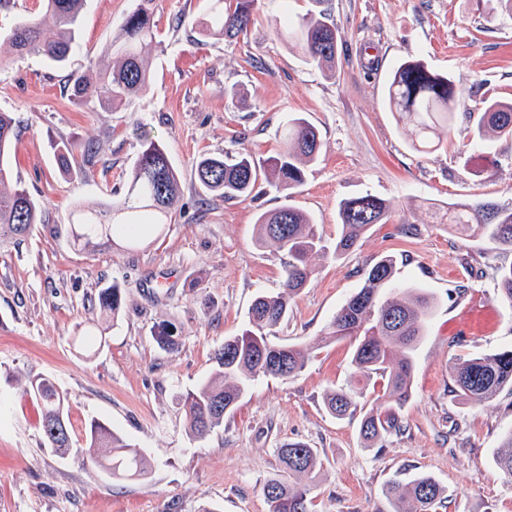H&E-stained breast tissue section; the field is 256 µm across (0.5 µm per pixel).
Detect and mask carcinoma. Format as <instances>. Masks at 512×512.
<instances>
[{
  "instance_id": "carcinoma-1",
  "label": "carcinoma",
  "mask_w": 512,
  "mask_h": 512,
  "mask_svg": "<svg viewBox=\"0 0 512 512\" xmlns=\"http://www.w3.org/2000/svg\"><path fill=\"white\" fill-rule=\"evenodd\" d=\"M136 0L135 8L112 38V65L98 74L76 75L70 79L71 95L93 101L106 109L143 92L149 85L144 54L155 41L151 4ZM86 0H45L44 8L54 21L56 33L43 37L34 20L17 23L5 41L17 54L34 53L63 66L78 46V22ZM255 0H215L210 24L202 35H219L234 40L247 32L253 20ZM288 40L301 47L309 64L331 69L337 55V30L321 10L311 11L288 22ZM388 101L397 121L410 126L415 150L439 145L448 133L464 99L462 90L447 77L436 74L420 61L400 63L388 81ZM475 137L486 145L497 137L512 138V102L483 101ZM16 121L0 112V245L15 243L41 222V209L30 192L16 183L5 190L10 176L9 151L16 134ZM286 150L263 160L251 154L203 155L196 161L197 179L208 193L234 200L248 196L259 177L290 197V191L304 182L306 167L314 163L321 149L318 130L304 117L294 116L284 129ZM180 177L167 153L154 140L144 138L131 180L122 201L101 210L78 212L70 225L74 242L89 247L112 240L118 233L133 234L144 224H161L180 198ZM391 206L372 194L346 199L339 204L341 230L329 246L311 215L285 202L256 220L257 242L275 244L288 254L284 291L260 293L249 309V328L224 339L215 353L217 370L206 382L184 395L188 426L198 438L208 437L224 421V414L261 377H292L305 366L306 357L295 346L274 343L271 333L288 315L289 300L311 280L310 258L332 253L339 258L351 251L376 224H384ZM456 224L512 251V209L489 202L456 203L444 213ZM394 263L382 258L363 271L364 283L336 311L317 343L347 339L352 346V364L368 378H387L386 389L366 410L359 435L365 446L373 447L387 434L402 430L400 410L410 396L415 363L414 352L426 335L433 302L412 288L393 287ZM501 297L512 304V265L497 268ZM123 301L114 283L97 295L100 310L115 316ZM458 396L473 402L495 398L512 389V348L492 354H472L453 366ZM23 391L40 403V429L44 443L61 458L70 454L72 439L67 421L61 418L63 396L43 377L26 381ZM328 410L341 418L355 411L349 392L334 390L324 397ZM86 451L91 460L112 467V474L126 479L146 473L147 462L102 422L94 420L86 432ZM281 471L266 479L262 492L268 512H309L312 487L291 482L287 476L314 472L318 459L313 449L300 442H288L277 450ZM494 465L512 479V432L505 434L493 457ZM393 512H437L445 499L443 488L432 476L419 474L405 485L386 488Z\"/></svg>"
}]
</instances>
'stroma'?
<instances>
[{
    "label": "stroma",
    "mask_w": 512,
    "mask_h": 512,
    "mask_svg": "<svg viewBox=\"0 0 512 512\" xmlns=\"http://www.w3.org/2000/svg\"><path fill=\"white\" fill-rule=\"evenodd\" d=\"M210 5L154 0L150 84L109 109L73 99L67 79L106 68L133 0H87L66 67L0 50V111L18 125L12 177L43 207L42 223L0 248V512H268L262 486L288 442L317 454L312 512H391L385 484L421 472L445 487L442 512H512V482L493 463L512 430V392L463 404L451 374L458 359L512 347V305L495 280L512 251L465 236L439 214L455 202L512 208V138L481 148L474 137L475 103L512 99V13L489 12L487 0H324L338 31L330 74L276 30L283 13L303 16L313 0H257L247 32L231 41L201 37ZM405 60L422 61L468 94L447 142L428 153L411 147L387 103L389 74ZM298 114L317 128L322 147L288 200L315 218L325 240L340 232L342 200L369 193L392 213L342 257L312 258L314 274L274 335L307 349L302 372L259 379L198 440L182 398L212 374L225 338L247 327L256 295L281 289L288 257L256 244L257 216L278 208L282 193L261 180L245 199L208 195L195 164L205 153L277 154ZM146 133L180 176L181 197L165 224L132 243L75 246V212L121 200ZM62 144L73 149L66 167ZM90 146L92 167L82 163ZM385 256L395 261V284L428 291L436 308L414 352L404 430L368 450L358 418L332 416L323 398L349 387L367 409L384 378L358 381L348 341H313L362 286L363 270ZM114 283L123 304L105 321L97 294ZM164 324L175 329L168 350L153 339ZM37 375L66 397L75 447L67 457L45 446L41 409L23 391ZM94 419L145 454L144 476L113 479L86 459Z\"/></svg>",
    "instance_id": "stroma-1"
}]
</instances>
